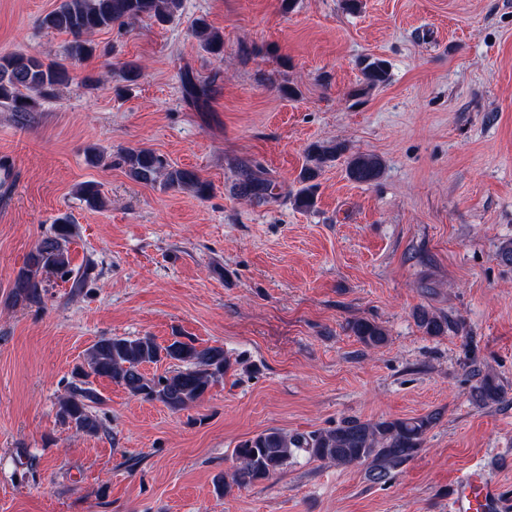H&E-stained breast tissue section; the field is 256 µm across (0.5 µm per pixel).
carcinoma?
I'll return each instance as SVG.
<instances>
[{
	"label": "carcinoma",
	"mask_w": 512,
	"mask_h": 512,
	"mask_svg": "<svg viewBox=\"0 0 512 512\" xmlns=\"http://www.w3.org/2000/svg\"><path fill=\"white\" fill-rule=\"evenodd\" d=\"M183 0H61L60 5L46 14L42 26L72 37L67 49L68 59L78 62L89 58L93 46L88 36L97 31L117 28L149 20L156 24L172 21ZM192 34L201 48L212 55H221L223 37L212 31L205 19L196 21ZM363 76L368 86L379 87L388 81L384 60L373 58L366 62ZM72 81L68 67L61 62H45L24 53L0 55V105L20 118L37 111L42 101L54 90ZM185 98L196 105L205 103L211 82H201L186 74L182 77ZM345 151L340 143H314L307 153L308 164L302 169V187L294 197L300 209H310L315 203L321 169L337 160ZM119 161L130 175L143 183L161 181L167 188L193 191L205 198L210 185L192 169L171 165L163 156L147 148L123 150ZM382 170L379 158L371 154H355L347 161L348 177L357 183L376 181ZM270 184L247 176L234 186L241 197L261 199L268 195ZM80 195L90 207L102 204L100 185L87 182ZM74 235L70 217L60 216L51 224L14 277L10 300L13 305L42 304L45 285L43 274L53 273L64 279L72 276L67 244ZM416 323L429 336L446 333L452 323L448 317L420 308L415 312ZM347 330L370 349L379 348L388 341L386 329L375 321L360 318L347 323ZM166 361L170 370L148 377L142 372L147 364ZM230 358L222 346L197 347L192 342L175 336L165 345L151 336L102 337L86 353L82 364L73 372L70 388L58 401L60 422L89 436L100 431V424L92 412L102 398L90 387L89 378H107L124 387L132 395L147 401H158L173 412L188 408L201 400L209 387L224 377L230 369ZM479 377L472 389V398L481 405H494L504 397V388L496 376L474 371ZM439 419L428 413L411 418L380 419L375 422L350 419L338 426L310 434H286L279 429L263 430L241 441L234 448L236 466L231 482L216 485L249 487L279 472L298 454L327 461L338 466H366L367 477L375 483H386L394 473L420 452L428 432Z\"/></svg>",
	"instance_id": "cac0c4a2"
}]
</instances>
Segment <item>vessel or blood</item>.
Wrapping results in <instances>:
<instances>
[{"mask_svg":"<svg viewBox=\"0 0 512 512\" xmlns=\"http://www.w3.org/2000/svg\"><path fill=\"white\" fill-rule=\"evenodd\" d=\"M489 462L483 461L460 475L448 490V512H512L496 478L489 476Z\"/></svg>","mask_w":512,"mask_h":512,"instance_id":"1","label":"vessel or blood"}]
</instances>
